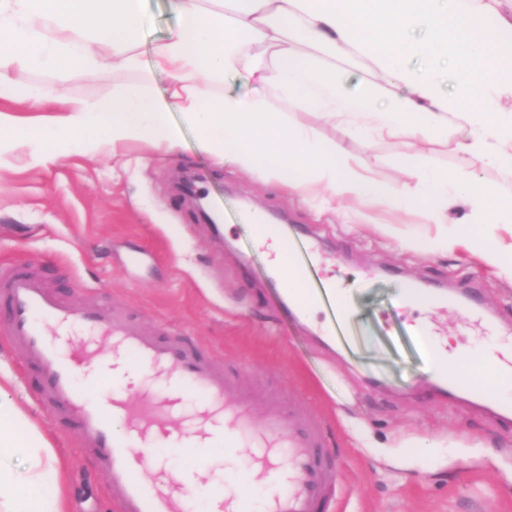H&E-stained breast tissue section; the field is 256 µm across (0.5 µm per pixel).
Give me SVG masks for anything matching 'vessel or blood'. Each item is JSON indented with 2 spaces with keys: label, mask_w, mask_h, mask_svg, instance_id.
Wrapping results in <instances>:
<instances>
[{
  "label": "vessel or blood",
  "mask_w": 512,
  "mask_h": 512,
  "mask_svg": "<svg viewBox=\"0 0 512 512\" xmlns=\"http://www.w3.org/2000/svg\"><path fill=\"white\" fill-rule=\"evenodd\" d=\"M259 238L274 245L279 260L291 265L304 283L303 296L328 311L324 327L335 331L337 317L348 316L349 310L335 288L324 287L312 277L310 243L282 237L271 224L263 225ZM0 311L5 314L10 343L41 371L50 414L64 416L76 427L82 445L105 472L120 512H184L185 492L179 482L159 485L144 476L150 461L143 450L167 436L164 416L177 399L145 393L133 401L110 391L91 396L78 390L74 374L90 365L97 352L84 347L69 357L61 356L59 339L77 323L91 329L95 341L110 347L113 355H134L147 376H175L182 386L205 397L196 429L198 447H209L214 429L220 427L225 449L237 450L250 440L263 449L255 459L259 466L274 469L287 462L288 488L271 498L266 512H333L337 475L322 451L316 419L301 407L284 411L271 405L260 424H253L252 396L236 375L225 370L223 361L205 356L191 337L144 331L113 306L93 304L73 310L37 274L3 266ZM465 371V362H458L453 374L441 375L439 382L450 390L466 391L473 399L495 402L501 414L512 416V402L495 400L487 390L465 387ZM116 407L125 418L120 430L112 424Z\"/></svg>",
  "instance_id": "vessel-or-blood-1"
}]
</instances>
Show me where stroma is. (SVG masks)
I'll return each instance as SVG.
<instances>
[{
  "instance_id": "obj_1",
  "label": "stroma",
  "mask_w": 512,
  "mask_h": 512,
  "mask_svg": "<svg viewBox=\"0 0 512 512\" xmlns=\"http://www.w3.org/2000/svg\"><path fill=\"white\" fill-rule=\"evenodd\" d=\"M137 72L91 70L77 82L54 73L15 71L14 84H42L64 98L102 99ZM293 122L387 181L416 165L408 141L348 138L313 112ZM424 150L433 167L454 175L474 172L502 195L512 176L481 167L438 138ZM200 174V191L223 216L222 239L182 199L176 185ZM261 211L288 237L315 240L313 275L348 291L352 315L343 339L304 324L271 279L266 252L245 209ZM376 223L346 224L301 197L258 176L219 165L197 151L195 133L167 152L144 142L103 146L91 154L65 152L32 165L25 147L0 160V261L37 271L65 302L119 303L149 331L193 337L201 349L234 367L256 396V411L275 403L299 405L320 423L325 450L340 484L339 512H512V422L479 402L448 396L431 380L432 357L415 336L428 322L452 349L512 345V280L497 276L465 249L431 254L422 241L432 232L422 209H377ZM400 224L401 239L382 227ZM480 286L502 335H481L460 306L422 310L402 293L413 284L461 292ZM0 320V361L11 370V400L35 422L65 465L71 512H119L90 452L69 424L50 417L46 397L14 353ZM439 452H429V445ZM164 466L150 481L180 478L187 468L220 476L222 490L247 484L257 502L282 487L255 471V452L227 455L210 448L155 447Z\"/></svg>"
}]
</instances>
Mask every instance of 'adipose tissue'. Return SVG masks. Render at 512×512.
Masks as SVG:
<instances>
[{"label":"adipose tissue","instance_id":"ef3b65f1","mask_svg":"<svg viewBox=\"0 0 512 512\" xmlns=\"http://www.w3.org/2000/svg\"><path fill=\"white\" fill-rule=\"evenodd\" d=\"M179 20L153 45L149 75L166 88L118 83L101 100L66 99L54 124L18 129L0 114V154L27 144L33 164L57 147L146 141L176 149L183 127L211 157L279 184L351 224L380 207L425 206L429 249L465 247L512 278V250L495 242L512 223V197L475 174L448 176L419 159L393 185L342 156L335 143L294 124L313 112L349 135L427 142L455 131L457 151L512 171V14L495 0H168ZM141 0H0V99L38 108L48 89H16L14 70L73 80L140 61ZM366 73L347 88L344 73ZM181 124H172L171 113ZM466 209L468 219L457 218ZM468 377L512 398V368L468 358ZM0 370V512H69L49 440L8 397Z\"/></svg>","mask_w":512,"mask_h":512}]
</instances>
